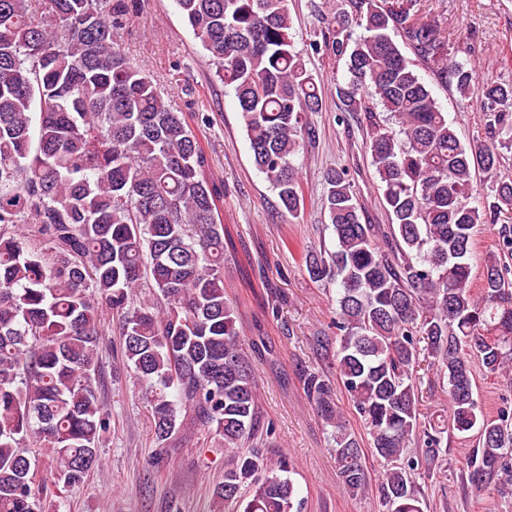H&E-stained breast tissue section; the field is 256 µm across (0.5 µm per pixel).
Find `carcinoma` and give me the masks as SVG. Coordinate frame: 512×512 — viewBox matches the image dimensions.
I'll use <instances>...</instances> for the list:
<instances>
[{"instance_id": "carcinoma-1", "label": "carcinoma", "mask_w": 512, "mask_h": 512, "mask_svg": "<svg viewBox=\"0 0 512 512\" xmlns=\"http://www.w3.org/2000/svg\"><path fill=\"white\" fill-rule=\"evenodd\" d=\"M0 0V512H41L30 438L49 450L57 482L74 486L100 462L109 414L97 396L104 332L95 294L119 322L120 354L144 390L159 441L189 410L226 448L257 435L256 384L237 316L224 297L233 245L219 213L224 194L183 113L119 43L137 0ZM232 89L256 168L281 212L304 196L293 158L315 139L308 113L319 86L296 51L286 0H175ZM313 41L344 62L336 94L362 112L366 148L390 215L361 222L354 185L324 175L332 250L310 251L308 276L336 280V378L312 367L304 392L331 427L342 488L367 486L362 443L383 463L385 512H424L419 462L437 459L448 432L476 433V491L512 485V409L487 417L473 360L489 375L512 362V237L484 259L473 292L474 232L487 223L476 171L494 178L497 211L512 210V113H493L489 139L465 145L401 50L436 81L470 95L475 71L457 59L412 0H345ZM361 29L354 34V28ZM400 36L397 43L393 35ZM488 107L512 102V85L487 81ZM147 288L153 303L137 301ZM427 362L448 393V421L420 412L417 368ZM360 415L366 440L342 421L337 391ZM288 457H238L215 490L236 512H292Z\"/></svg>"}]
</instances>
